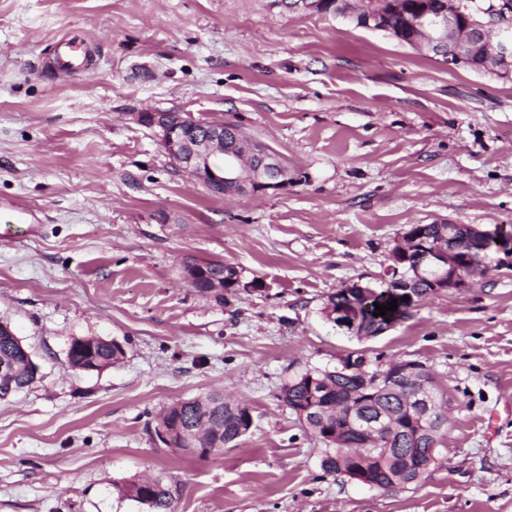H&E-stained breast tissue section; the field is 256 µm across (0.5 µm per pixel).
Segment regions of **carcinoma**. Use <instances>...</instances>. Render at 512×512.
<instances>
[{"label": "carcinoma", "instance_id": "1", "mask_svg": "<svg viewBox=\"0 0 512 512\" xmlns=\"http://www.w3.org/2000/svg\"><path fill=\"white\" fill-rule=\"evenodd\" d=\"M448 230L446 224H417L415 232L430 243L444 239ZM201 276L193 285L200 293H205L206 282L229 271L232 266L222 260H201ZM395 284L384 278L374 287L346 284L327 296L321 314L337 327L358 337L365 338L392 327L409 316V311L418 302L397 297L392 292ZM397 300V310L384 316H374L375 304H385ZM351 312L353 319L345 325L339 312ZM125 357L118 346L99 340L71 366L77 369L94 365L107 369ZM345 363L356 367L359 373L351 376L338 375L335 369L312 368L289 378L279 391L282 401L294 414L312 405L327 402L330 405L341 403L349 396H355L352 405H344L339 411L329 414L312 411L300 420L302 426L324 443L321 467L324 472L334 475L351 476L352 471L365 467L366 480L391 489H404L424 479L425 468L430 461H438L439 435L447 423V414L442 408L447 404L444 393L435 390L436 411L431 422L421 421V417L409 412L402 396L380 394L364 387V374L376 378L381 371L394 368L398 361L380 363L379 358L371 359L363 353H353L344 357ZM11 366V372L0 376V400L17 394L30 386L35 375L25 359L24 346L7 321L0 323V366ZM315 380V388H309L310 380ZM377 428L376 440L370 445L371 452L364 457H356L351 452V439L342 432L347 424L349 411ZM250 418L249 409L224 398L218 391L209 392L190 399H178L163 409L158 424L173 433V439L180 440L182 430L190 427L200 429L209 440L214 453L224 451V447L234 444L241 438L240 427ZM122 498L131 499L148 506L152 512H172L171 489L160 477L151 480L128 479L114 483Z\"/></svg>", "mask_w": 512, "mask_h": 512}]
</instances>
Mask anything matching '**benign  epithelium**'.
Instances as JSON below:
<instances>
[{
  "label": "benign epithelium",
  "instance_id": "1",
  "mask_svg": "<svg viewBox=\"0 0 512 512\" xmlns=\"http://www.w3.org/2000/svg\"><path fill=\"white\" fill-rule=\"evenodd\" d=\"M387 9H369L364 0H270L273 9L333 13L360 20L370 30L388 32L412 47L433 55L451 70L471 69L512 77V8L481 0H386ZM131 119L156 132L161 147L176 170L188 174L209 192L235 196L278 194L288 189V164L279 153L245 136L230 145L224 140V122H211L195 137L185 130L197 124L191 115L176 109L132 112ZM224 166L211 164L216 153ZM422 253L423 263L405 270L403 257ZM389 274L402 286L417 278L433 276L432 294L469 288L490 268L512 271V234L498 227L448 223V246L437 249L416 234L397 240L391 251ZM408 406L426 417L430 414L428 389H415Z\"/></svg>",
  "mask_w": 512,
  "mask_h": 512
}]
</instances>
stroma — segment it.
<instances>
[{"mask_svg":"<svg viewBox=\"0 0 512 512\" xmlns=\"http://www.w3.org/2000/svg\"><path fill=\"white\" fill-rule=\"evenodd\" d=\"M65 38L88 69H53ZM167 109L236 120L296 183L208 194L130 118ZM448 221L512 230V79L266 0H0V320L39 367L0 401V512H148L115 489L142 475L175 512H512V274L369 339L320 312L342 284L380 282L409 225ZM189 257L262 288L216 302L184 281ZM84 336L124 359L71 368ZM353 351L422 362L447 396L440 461L416 485L324 473L278 398ZM214 390L252 415L234 447L152 440L164 405Z\"/></svg>","mask_w":512,"mask_h":512,"instance_id":"stroma-1","label":"stroma"}]
</instances>
